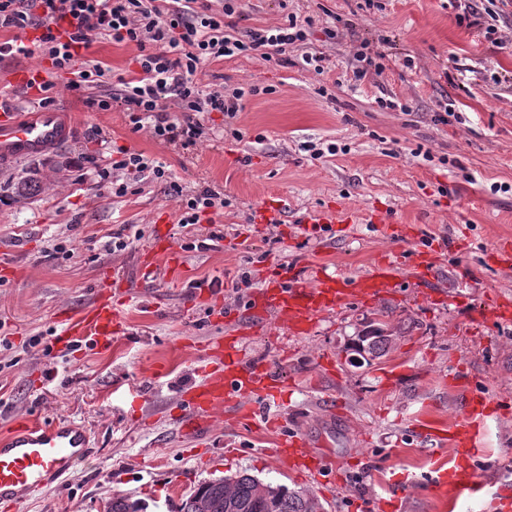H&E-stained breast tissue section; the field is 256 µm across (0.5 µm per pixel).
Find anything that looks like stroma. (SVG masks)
I'll return each mask as SVG.
<instances>
[{"mask_svg":"<svg viewBox=\"0 0 512 512\" xmlns=\"http://www.w3.org/2000/svg\"><path fill=\"white\" fill-rule=\"evenodd\" d=\"M357 3L288 0L290 13L315 18L310 42L327 57L323 74L259 56L199 69L200 83L264 92L235 117L206 115L194 146L131 132L123 112L90 109L86 93L61 80L56 104L82 116L72 141L54 156L0 166V432L25 412L84 424L93 445L24 512H105L116 494L146 512H178L199 484L239 471L314 495L323 512H494V498L512 491V324L488 313L491 297L512 294V7L470 0L506 35L500 48L460 22L450 0H381L371 13ZM382 37L384 71L355 83L357 45ZM382 98L408 109L380 108ZM444 106L443 125L434 117ZM319 140L336 144V155L303 150ZM121 146L162 162L169 181L131 184L120 198L101 190L96 166ZM30 177L33 194L20 188ZM201 186L227 205L195 238L182 237L177 194ZM280 198L287 212L262 223L264 205ZM327 210L346 213L347 224L310 225ZM375 211L389 227L370 222ZM126 224L142 238L106 251ZM214 229L224 239L212 247ZM57 243L66 254L52 256ZM150 250L159 254L155 280L140 267ZM418 251L437 257L432 295L407 278L380 301L323 312L303 334L279 320L237 329L257 292L292 269L353 279L380 254L404 261ZM244 275L250 287L234 290ZM105 277L122 317L111 345L62 340L68 313L88 308ZM379 323L391 336L386 353L354 363L359 336ZM231 334L245 361L285 384L287 421L255 429L220 411L205 436L183 433L181 390L202 381L207 345ZM461 370L490 405L472 461L484 484L477 500L433 486L455 457L431 433L461 417L463 394L448 383ZM284 430L318 442L334 495L273 455Z\"/></svg>","mask_w":512,"mask_h":512,"instance_id":"stroma-1","label":"stroma"}]
</instances>
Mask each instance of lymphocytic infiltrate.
I'll return each mask as SVG.
<instances>
[{"label":"lymphocytic infiltrate","instance_id":"f902f5d3","mask_svg":"<svg viewBox=\"0 0 512 512\" xmlns=\"http://www.w3.org/2000/svg\"><path fill=\"white\" fill-rule=\"evenodd\" d=\"M245 15L241 0H0V58L45 56L56 77L69 88H98L90 105L98 111L120 107L131 132L149 129L161 143L189 147L203 133L202 116L221 112L234 116L245 107L249 88L209 86L196 80L205 64L239 56L288 63L299 52L305 66L323 73L325 55L307 48L312 17L284 14L276 26L240 29ZM36 30L28 38V30ZM135 47V74L116 71L87 55L96 36ZM163 163L137 150H123L100 177L113 196H125L130 183L165 178ZM221 192L203 186L182 198L178 224L196 231L202 216L221 210Z\"/></svg>","mask_w":512,"mask_h":512}]
</instances>
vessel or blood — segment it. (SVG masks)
I'll use <instances>...</instances> for the list:
<instances>
[{
    "label": "vessel or blood",
    "mask_w": 512,
    "mask_h": 512,
    "mask_svg": "<svg viewBox=\"0 0 512 512\" xmlns=\"http://www.w3.org/2000/svg\"><path fill=\"white\" fill-rule=\"evenodd\" d=\"M72 115L64 107H39L31 112L0 113V163L54 152L73 138ZM404 269L396 254L376 259L371 270L354 281L317 271L313 280L303 273L292 272L287 285L276 286L273 296L263 298L260 308L252 311L253 322L277 316L289 328L302 333L316 317L329 309L347 305L352 298L376 301L398 287ZM120 318L112 295V285L103 281L97 286L96 299L79 316L69 318L65 336L89 339L100 346L112 341V326ZM222 361L210 369L202 383L188 391V408L182 426L189 433L207 432L217 410L232 408L237 419L268 427L279 426L278 415L262 414L258 400L278 402L280 393L267 369L244 362L235 345L217 343ZM486 406L483 401H469L461 419L442 441L456 450L454 466L439 474V482L452 486L457 493L475 494L482 484L471 466L480 452L479 428ZM91 435L87 428L66 420L49 423L26 416L16 419L9 433L0 436V502L19 507L23 496L37 492L61 480L91 453ZM276 452L290 468L305 476L319 477L321 463L306 434L282 435Z\"/></svg>",
    "instance_id": "1"
}]
</instances>
